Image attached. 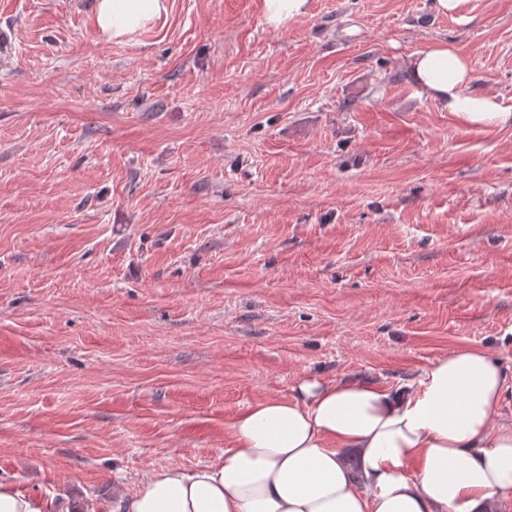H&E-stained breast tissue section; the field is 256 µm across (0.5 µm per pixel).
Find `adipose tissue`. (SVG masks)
<instances>
[{"mask_svg": "<svg viewBox=\"0 0 512 512\" xmlns=\"http://www.w3.org/2000/svg\"><path fill=\"white\" fill-rule=\"evenodd\" d=\"M167 0H97L96 24L119 38ZM418 93L470 126L505 124L473 93L469 59L437 42L411 55ZM506 377L480 349L430 361L404 385L300 377L290 396L251 404L217 462L146 474L121 512H494L512 501V425L496 411Z\"/></svg>", "mask_w": 512, "mask_h": 512, "instance_id": "ef3b65f1", "label": "adipose tissue"}]
</instances>
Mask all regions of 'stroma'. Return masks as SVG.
Here are the masks:
<instances>
[{
	"label": "stroma",
	"mask_w": 512,
	"mask_h": 512,
	"mask_svg": "<svg viewBox=\"0 0 512 512\" xmlns=\"http://www.w3.org/2000/svg\"><path fill=\"white\" fill-rule=\"evenodd\" d=\"M95 2L0 0V482L112 504L308 374L512 384V121L407 64L451 42L512 112V0H168L120 40ZM310 0H263L268 25L279 28L285 21L308 13ZM409 66L419 95L448 110L459 122L487 126L512 120V113L505 112L495 97L472 92L470 61L448 41L412 54Z\"/></svg>",
	"instance_id": "35a3bbf8"
}]
</instances>
